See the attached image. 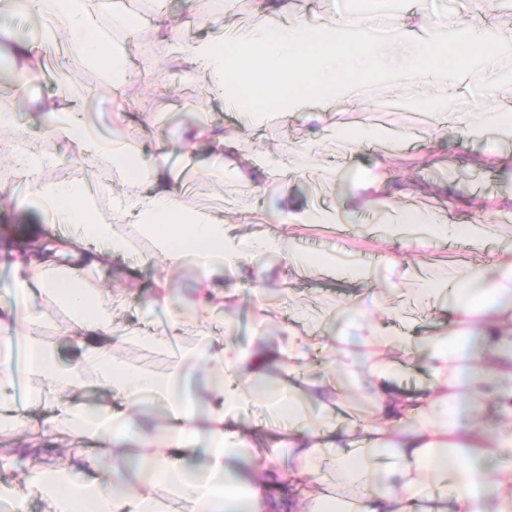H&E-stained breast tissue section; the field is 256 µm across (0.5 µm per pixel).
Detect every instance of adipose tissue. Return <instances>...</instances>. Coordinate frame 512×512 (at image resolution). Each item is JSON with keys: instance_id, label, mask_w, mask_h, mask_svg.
I'll return each mask as SVG.
<instances>
[{"instance_id": "ef3b65f1", "label": "adipose tissue", "mask_w": 512, "mask_h": 512, "mask_svg": "<svg viewBox=\"0 0 512 512\" xmlns=\"http://www.w3.org/2000/svg\"><path fill=\"white\" fill-rule=\"evenodd\" d=\"M472 2V13L450 22L458 34L452 47L433 37L422 20L374 13L353 26L333 15L307 18L290 0H263L248 23L221 24L215 37L187 44L178 26L155 15L154 42L135 50L149 67L179 50L194 79L219 88L227 107L255 123L272 110L285 120L297 114L313 120L319 106L340 100L366 110L358 87L376 78L395 80L412 89L416 100L431 103L435 126L452 118L467 132L479 127L467 79L478 64L488 76L487 94L499 103V124L512 131V98H504L495 79V45L512 43V26L497 23L487 0ZM23 3L44 23L20 46L16 94L25 93L32 65L51 44H63L98 74L110 73L117 55L102 29V0ZM57 96L59 105L42 114L44 136L38 142L26 140L13 113L0 111V153L8 152L27 173L25 204L38 209L45 223L69 228L65 236L20 245L10 280L0 289L12 299L0 304V432L28 429L34 410L48 405L45 431L79 450L95 445L103 454L84 458L79 470L68 464L37 467L21 484H0V512H26L33 498L45 501L49 512H411L425 497L432 502L429 512H512V332L491 336L485 328L489 313L512 309V261L499 267L495 279L466 269L427 278L416 290L418 300L445 314L449 334L365 339L376 357L374 418L364 424L360 445H353L336 424L313 418L318 391L294 382L302 350L319 346L314 337L298 335L288 324L278 348L265 349L252 339L231 346L207 325L233 295L225 276L241 273L260 254L301 262L293 240L281 232L259 239L232 234L222 219L190 207L170 182L157 161L170 148L164 137H156L151 155L107 152L87 133L80 113L65 108L72 97L67 83H59ZM452 100L458 104L453 114ZM59 142L70 143L91 164L111 154L95 187L44 177ZM234 147L249 155L254 168L273 175L298 171L311 152L307 146L262 152L247 129ZM116 180L124 190L113 197L110 215H102L98 195ZM136 236L151 241L164 272L193 267L198 288L192 319L174 315L144 335L126 336L115 330L124 297L92 287L91 276L127 253ZM40 295L69 313L63 333L71 340V360H63L58 346L33 329L42 317ZM128 345L163 356L164 370L126 363L118 352ZM394 349L428 352L432 378L423 394L397 387L398 367L384 357ZM197 364L210 371L202 400L179 389L185 371ZM272 368L277 377H269ZM488 377L495 378L492 395L511 421L500 427L494 448L487 445L488 427L475 421L471 407ZM92 382L118 399L119 407L71 402L72 394ZM260 401L279 421V433L265 449L256 448L238 426L242 412ZM147 402L161 426L143 431L133 458L124 449V421L129 410ZM201 417L209 422L204 440L193 426ZM287 452L295 461L289 468L282 464ZM387 454L395 465L381 466ZM272 487L279 495L268 496Z\"/></svg>"}]
</instances>
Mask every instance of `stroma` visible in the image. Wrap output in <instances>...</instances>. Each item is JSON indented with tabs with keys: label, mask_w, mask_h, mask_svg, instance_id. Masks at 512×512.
<instances>
[{
	"label": "stroma",
	"mask_w": 512,
	"mask_h": 512,
	"mask_svg": "<svg viewBox=\"0 0 512 512\" xmlns=\"http://www.w3.org/2000/svg\"><path fill=\"white\" fill-rule=\"evenodd\" d=\"M162 2L164 14L180 26L189 40L210 35L205 16L217 13L229 21L244 23L253 13L250 0H226L220 9L214 7L212 0ZM30 23L27 16L0 13V111L15 113L27 135L37 137L42 133L41 108L54 102L63 71L60 65H53L48 74L29 87L26 97L15 96V45ZM122 77L118 71L112 80H99L86 69L73 82L72 105L81 111L92 133L105 139L126 138L147 150L152 147V132L173 139L181 150L179 162L172 165L171 171L179 176L187 201L197 208L221 212L225 224L239 235L256 238L274 230L280 219L279 203L285 197L305 207L335 210L336 223L291 227L298 246L315 251L333 248L378 265V280L369 288L361 281L339 280L317 266H286L275 257L257 256L249 272L224 279L225 287L236 290L223 316L227 342H243L254 336L267 347H277L284 320H292L298 331H305L307 315H318L330 304L361 293L366 296L368 333L431 336L447 332L443 315L429 307H408L406 297L390 293V285L418 288L426 277L448 275L462 266L494 277L496 265L503 259L502 242H512V138L505 140L489 132L481 138L467 139L452 127L429 132L422 117L390 110V103L404 97V90L369 81L361 94L372 101L370 111L335 108L321 113L316 122L297 117L285 123L269 117L254 131L256 147L275 153L291 143L317 142L310 168L302 174L270 177L253 168L242 153L228 147L224 151V178L215 181L191 175L193 167L203 165L214 153L210 139L195 135L196 114L199 109H206L210 126L221 131L228 144L242 128L240 114L225 111L223 97L208 93L190 80L173 58L163 68L142 69L136 80L127 83L125 96L129 105L127 112L121 113L113 103L111 83ZM334 126L349 130L397 127L408 130L409 135L401 142L383 138L348 152L322 143L324 129ZM379 163L387 171L396 209H444L446 236L427 247L396 243L384 237L388 215L379 214L369 201H354L349 194L351 181ZM323 168L336 169L337 180H320L318 172ZM243 175L259 185L258 193H243L239 181ZM478 221L490 224L487 237L470 240L459 235V226ZM41 223L35 213L0 205V267L11 268L19 242ZM150 250L148 240H138L128 256L113 258L93 275L97 287L130 291L119 317V328L140 331L151 326L159 315H185L190 310L197 286L195 271L190 267L171 274V298L160 310L146 308L145 301L162 272L159 264L142 263V256ZM256 286L265 288L271 297L278 295L280 288H291L289 310L277 316L259 309L252 294ZM370 367L367 349L358 348L348 407H336L335 390L325 386L323 405L334 410L337 424L361 425L369 421L374 406ZM67 461L64 443L57 436L37 437L28 432L0 435V482L19 481L38 465Z\"/></svg>",
	"instance_id": "stroma-1"
}]
</instances>
